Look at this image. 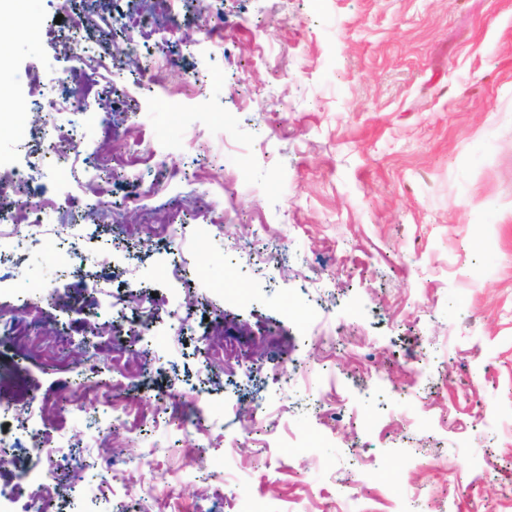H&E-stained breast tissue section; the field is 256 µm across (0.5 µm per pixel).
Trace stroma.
Listing matches in <instances>:
<instances>
[{"mask_svg":"<svg viewBox=\"0 0 512 512\" xmlns=\"http://www.w3.org/2000/svg\"><path fill=\"white\" fill-rule=\"evenodd\" d=\"M106 3L83 28L91 57L46 44L79 0L0 12V207L28 192L166 215L87 217L91 260L71 265L67 241L13 252L0 224V310L35 303L42 326L0 335V438L45 429L53 456L15 451L32 481L54 475L43 512H512V0H165L164 34L133 22L134 0ZM207 16L221 46L185 45ZM127 36L153 87L111 67L105 42ZM49 98L55 126L88 132L62 172L32 112ZM91 310L96 385L73 358ZM122 314L157 323L129 338ZM228 324L264 354L225 364ZM35 399L60 403L50 426ZM196 401L202 436L173 418ZM260 401L273 435L248 414ZM114 465L133 495L102 490Z\"/></svg>","mask_w":512,"mask_h":512,"instance_id":"35a3bbf8","label":"stroma"}]
</instances>
